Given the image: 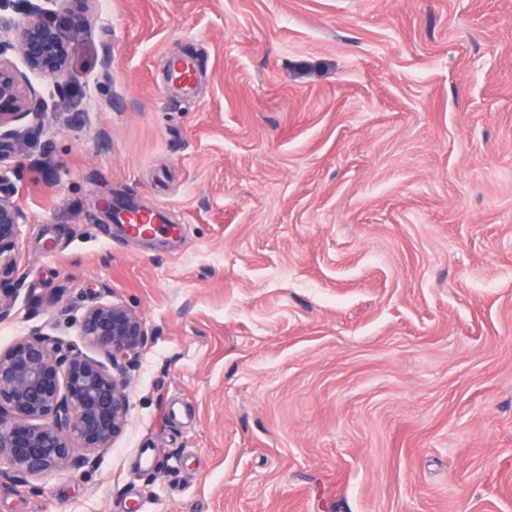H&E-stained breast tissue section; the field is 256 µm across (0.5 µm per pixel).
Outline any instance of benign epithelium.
<instances>
[{
  "label": "benign epithelium",
  "instance_id": "7a95c632",
  "mask_svg": "<svg viewBox=\"0 0 512 512\" xmlns=\"http://www.w3.org/2000/svg\"><path fill=\"white\" fill-rule=\"evenodd\" d=\"M67 2L29 3L20 20L1 13L0 4V147L16 156L25 154L27 139L15 123L28 117L43 122L48 103L12 57L41 77L61 76L69 62L70 35L83 26L66 10ZM8 181L0 174V284L19 278L25 222ZM76 322L104 360L65 350L39 328L0 350V472L39 477L80 468L126 429V373L145 342L144 322L119 302L91 306Z\"/></svg>",
  "mask_w": 512,
  "mask_h": 512
}]
</instances>
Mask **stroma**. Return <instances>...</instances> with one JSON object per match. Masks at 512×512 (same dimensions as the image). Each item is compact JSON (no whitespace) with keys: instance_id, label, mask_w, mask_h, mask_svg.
I'll return each instance as SVG.
<instances>
[{"instance_id":"obj_1","label":"stroma","mask_w":512,"mask_h":512,"mask_svg":"<svg viewBox=\"0 0 512 512\" xmlns=\"http://www.w3.org/2000/svg\"><path fill=\"white\" fill-rule=\"evenodd\" d=\"M69 8L66 121L0 161V349L85 350L110 301L147 336L126 432L0 475V512H512V0ZM111 193L180 236L106 223ZM8 181V176L0 173V288L2 283H11L19 278L20 227L26 218L13 199L14 191L10 187H4Z\"/></svg>"}]
</instances>
